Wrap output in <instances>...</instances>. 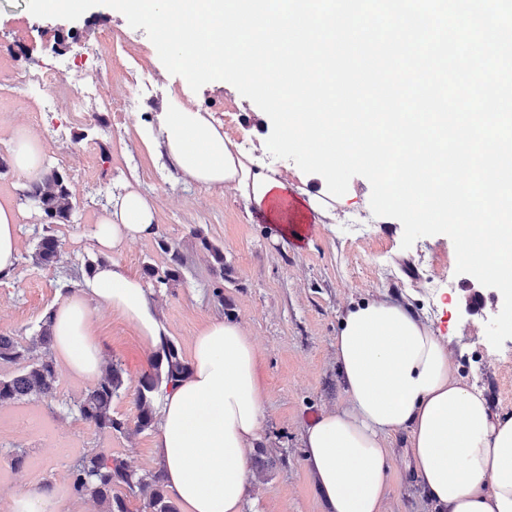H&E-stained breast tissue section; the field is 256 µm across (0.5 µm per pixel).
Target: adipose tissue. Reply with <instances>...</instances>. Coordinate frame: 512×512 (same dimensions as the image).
I'll list each match as a JSON object with an SVG mask.
<instances>
[{"label":"adipose tissue","mask_w":512,"mask_h":512,"mask_svg":"<svg viewBox=\"0 0 512 512\" xmlns=\"http://www.w3.org/2000/svg\"><path fill=\"white\" fill-rule=\"evenodd\" d=\"M157 122L156 141L184 178L238 191L282 237H292V217L271 206L287 184L252 171L208 116L181 106ZM43 149L32 133L17 130L16 175L37 177ZM19 218L12 205H0L2 279L15 271ZM156 231L153 202L131 190L96 224L94 240L99 250L117 252ZM97 307L131 324L148 349L163 345L167 329L142 280L118 261L105 263L53 312L56 348L74 375L101 372L102 347L90 327ZM335 349L347 404L320 414L303 438L327 512H385L388 442L401 434L435 512H512V417L492 416L481 391L454 379L448 347L431 328L399 303L363 299L339 317ZM266 395L242 324L210 318L193 339L189 375L162 384L156 398L154 446L166 488L184 512H242Z\"/></svg>","instance_id":"obj_1"}]
</instances>
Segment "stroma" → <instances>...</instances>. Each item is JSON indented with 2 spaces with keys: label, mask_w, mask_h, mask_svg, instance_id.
Here are the masks:
<instances>
[{
  "label": "stroma",
  "mask_w": 512,
  "mask_h": 512,
  "mask_svg": "<svg viewBox=\"0 0 512 512\" xmlns=\"http://www.w3.org/2000/svg\"><path fill=\"white\" fill-rule=\"evenodd\" d=\"M124 40L128 67H113L112 84L134 91L137 110L122 124L100 100L86 110L101 120L86 125L68 116L65 108L48 114L58 125L62 141L72 145L107 144V154L74 155L61 164L55 149H45L43 168L88 169L82 182L71 183L77 202L69 222L55 225L63 243L57 265L39 268L31 255L42 226L37 213L23 204L25 181L12 171L0 172V203L20 208L19 259L11 279L0 280V332L31 334L42 316L71 285L86 277L84 263L97 259L93 233L112 201L135 189L156 203V237L127 243L117 259L132 273L144 263L164 265L158 246L166 240L185 258L182 278L154 293L153 301L169 339L183 359H190L194 335L208 318L240 321L253 341L266 377L267 397L261 439L252 458L265 460L263 471L252 472L251 490L243 512H325L315 480L304 461L306 426L325 410L345 404L337 370L334 337L339 316L361 298L390 300L409 306L448 346L455 378L482 391L493 415H512V338L493 348L486 337L489 320L502 309L503 297L484 288L486 305L472 312L461 300L477 280L456 274L455 249L443 234L426 236L402 248L403 226L397 219L374 216L371 185L353 177L346 194L333 204V217L313 225L302 244L276 237L269 224L250 208L239 192L205 190L184 179H170V163L148 145V131L159 112L180 105L192 107L223 125L233 113L234 131L225 132L235 152L252 171L276 176L288 184L296 199L320 194L322 184L287 159L273 157L266 140L271 122L261 120L258 107L224 81L192 91L187 81L167 71L162 62L145 56L150 39L132 28L126 17L107 6H95L79 19L67 21L29 14L27 0H0V45H14L26 55L31 69L52 66L69 80L84 76L71 58L73 50L96 57L106 34ZM43 98L23 75L0 62V160L11 158L15 129L27 127V115L42 109ZM200 230L224 250V272L216 274L212 259L194 238ZM104 361L118 363L126 383L112 403V413L127 421L129 430L100 436L78 414L67 412L93 382L58 368L56 400L26 399L0 406V506L8 505L21 487L55 491L63 512H97L95 504L70 497L68 468L88 449L123 459L140 474L161 464L154 448V430H136V385L151 356L134 328L105 308L92 312ZM27 453L21 471H13L9 454ZM386 512H433L410 465L405 436L392 439Z\"/></svg>",
  "instance_id": "35a3bbf8"
}]
</instances>
